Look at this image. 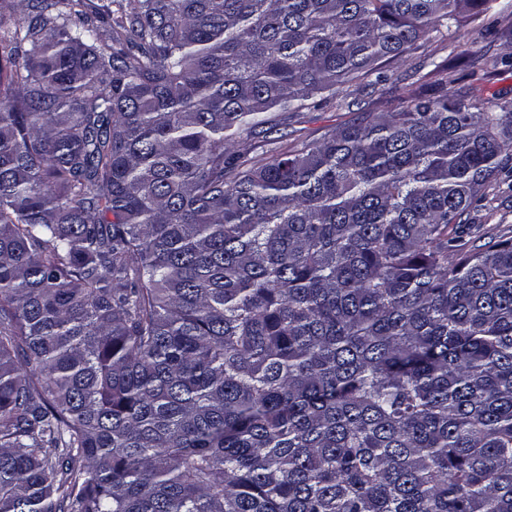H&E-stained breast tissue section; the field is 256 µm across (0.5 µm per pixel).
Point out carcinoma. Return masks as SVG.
I'll return each mask as SVG.
<instances>
[{
  "mask_svg": "<svg viewBox=\"0 0 512 512\" xmlns=\"http://www.w3.org/2000/svg\"><path fill=\"white\" fill-rule=\"evenodd\" d=\"M493 2L0 0V512H512V102L224 155ZM468 217L469 226L465 227L470 229L460 234L450 260L457 259L461 252L488 245L499 234L512 230V177L492 183L471 206Z\"/></svg>",
  "mask_w": 512,
  "mask_h": 512,
  "instance_id": "obj_1",
  "label": "carcinoma"
}]
</instances>
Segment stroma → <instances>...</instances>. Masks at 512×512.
Wrapping results in <instances>:
<instances>
[{
	"label": "stroma",
	"instance_id": "35a3bbf8",
	"mask_svg": "<svg viewBox=\"0 0 512 512\" xmlns=\"http://www.w3.org/2000/svg\"><path fill=\"white\" fill-rule=\"evenodd\" d=\"M460 33L456 43L424 40L408 61L383 65L386 81L366 86L357 80L338 86L322 107L293 116L287 128L289 140H316L326 130L354 123L363 110H381L386 101L406 95L417 79L413 66L424 55L447 64L455 88L475 89L495 102L512 101V0H496L494 8L479 17L463 18ZM468 224L457 252L490 244L512 230V177L486 189L471 206Z\"/></svg>",
	"mask_w": 512,
	"mask_h": 512
}]
</instances>
